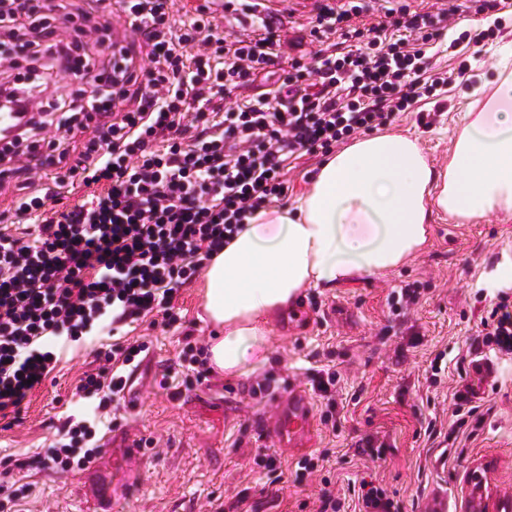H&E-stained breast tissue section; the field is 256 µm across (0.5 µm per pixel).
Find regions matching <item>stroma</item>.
I'll list each match as a JSON object with an SVG mask.
<instances>
[{"label":"stroma","instance_id":"35a3bbf8","mask_svg":"<svg viewBox=\"0 0 512 512\" xmlns=\"http://www.w3.org/2000/svg\"><path fill=\"white\" fill-rule=\"evenodd\" d=\"M319 0H284L279 6L286 41L314 54L308 20ZM480 45L460 41L455 50L432 47L436 71L466 74L400 114L393 130L418 135L426 154L447 163L457 127L471 102L492 90L512 53V18L487 20ZM279 60L278 69L287 62ZM512 283V218L490 214L472 224L435 218L428 248L407 265L333 288H309L296 307L277 316L267 363L234 380L213 372L209 384L185 387L166 380L185 336L210 338L213 327L200 303L199 284L183 291L180 321L170 330L137 327L152 349L136 372L117 427H101V453L88 468L54 473L31 459L52 439L62 417L83 412L71 393L91 361L90 347L69 352L30 399L23 420L0 432V456L26 460L12 480L32 491L22 512H204L206 505L236 512L247 496L256 512H320L324 490L355 512L354 485L372 477L393 499L396 512H426L428 501L446 497L450 512H471L470 473L495 464L502 494L512 495V354L491 353L480 320L501 286ZM417 292L413 305L397 299ZM491 354L494 372L479 384L484 413L455 433L452 397L462 384L458 360L467 351ZM439 361L440 372L430 364ZM335 370L336 405L314 398L318 424L307 449L280 448L263 430L275 409L271 392L299 385L311 389L319 373ZM372 453H358L362 444ZM276 458L283 473L273 482L259 456ZM313 471H305L304 463Z\"/></svg>","mask_w":512,"mask_h":512}]
</instances>
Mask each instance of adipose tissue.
I'll return each mask as SVG.
<instances>
[{
	"label": "adipose tissue",
	"mask_w": 512,
	"mask_h": 512,
	"mask_svg": "<svg viewBox=\"0 0 512 512\" xmlns=\"http://www.w3.org/2000/svg\"><path fill=\"white\" fill-rule=\"evenodd\" d=\"M512 215V76L472 108L445 167L416 138L385 132L330 156L294 205L258 211L205 272L204 308L224 329L211 364L247 375L267 357L270 320L310 287L333 288L407 264L434 215L469 224Z\"/></svg>",
	"instance_id": "ef3b65f1"
}]
</instances>
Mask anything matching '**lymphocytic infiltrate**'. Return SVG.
I'll use <instances>...</instances> for the list:
<instances>
[{
  "label": "lymphocytic infiltrate",
  "instance_id": "lymphocytic-infiltrate-1",
  "mask_svg": "<svg viewBox=\"0 0 512 512\" xmlns=\"http://www.w3.org/2000/svg\"><path fill=\"white\" fill-rule=\"evenodd\" d=\"M87 2L0 0V68L30 64L0 81V92L31 100L62 73L77 84L0 148L1 176L36 152L54 183L0 212V431L18 425L64 351L92 334L110 338L72 391L96 401L93 415L66 416L39 454L58 473L98 458L99 426L149 349L145 337H122V327H173L181 290L286 196L293 161L391 123L454 80L433 72L427 56L441 37L432 14L400 5L366 26L356 0L326 2L310 30L326 48L291 57L277 89L220 114L214 99L256 81L279 56L282 28L262 16L259 0H225L232 19L250 21V33L231 42L206 8L177 19L170 0H117L146 49L143 65L114 47ZM334 34L345 47L330 43ZM50 125L88 132L77 156L64 139L34 140ZM73 186L90 197L67 200Z\"/></svg>",
  "mask_w": 512,
  "mask_h": 512
}]
</instances>
